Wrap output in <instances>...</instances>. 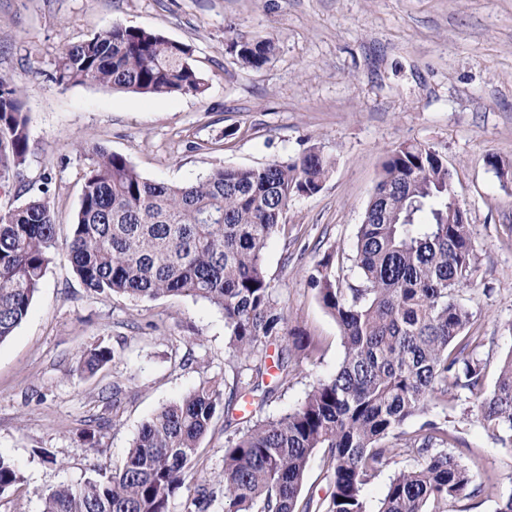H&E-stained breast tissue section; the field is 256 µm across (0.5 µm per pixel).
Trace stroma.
I'll return each instance as SVG.
<instances>
[{"label":"stroma","mask_w":512,"mask_h":512,"mask_svg":"<svg viewBox=\"0 0 512 512\" xmlns=\"http://www.w3.org/2000/svg\"><path fill=\"white\" fill-rule=\"evenodd\" d=\"M115 25L189 45L205 92L146 96L54 81L67 46ZM241 36L272 39L271 60L259 69L238 63L229 45ZM0 75L23 89L30 117L27 161L0 184V209L48 190L64 235L90 164L80 141L170 184L221 166L295 159L312 147L330 160L320 191L289 202L285 229L265 250L289 328L319 348L290 352L288 380L268 396L264 417L296 408L343 356L339 327L309 275L331 252L344 282H358L356 234L386 154L404 142L442 149L478 266L476 287L460 301L483 340V390L492 391L512 350V0H0ZM491 155L499 168L488 164ZM229 341L216 306L184 295L91 293L58 253L26 319L0 343V456L23 476L0 494V512H42L57 487L121 469L160 407L203 380L229 388L246 378ZM99 342L115 359L79 375V355ZM249 418L216 413L194 481L171 497L169 512H188L196 485L222 474L225 441ZM427 418L447 427L448 453L483 484L449 512H496L512 496V446L483 427L466 392L402 429L413 433Z\"/></svg>","instance_id":"35a3bbf8"}]
</instances>
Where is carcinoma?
<instances>
[{"mask_svg": "<svg viewBox=\"0 0 512 512\" xmlns=\"http://www.w3.org/2000/svg\"><path fill=\"white\" fill-rule=\"evenodd\" d=\"M231 49L242 66L259 69L275 45L242 37ZM191 57L184 43L115 25L68 46L55 79L134 94L197 95L205 83ZM28 125L21 88L0 75V183L26 162ZM82 150L91 164L65 251L89 291L206 300L224 311L231 346L247 361L283 336L294 337L299 351L317 349L314 340L288 330L264 251L288 203L321 189L331 163L320 150L257 168H218L188 184L147 179L101 146ZM454 194L445 154L435 146L402 143L387 154L356 236L361 283L342 286L332 253L310 275L340 328L344 351L335 373L318 380L297 408L260 417L228 440L224 471L198 487L194 512H206L218 493L224 512H369L365 488L397 453L392 438L418 464L390 479L377 512H448V503L477 491L473 473L446 451L451 437L442 424L429 420L407 437L397 434L452 392L478 396L486 375L483 344L466 333L473 315L459 301L460 292L476 286V267L469 224L450 209ZM58 240L48 189L0 210V343L27 316ZM114 358L111 347L93 345L76 371L93 374ZM269 370L258 359L249 379L227 394L221 382L207 380L163 405L143 424L120 470L58 487L45 497L43 512H169L217 410L259 390L272 393L263 389ZM476 407L497 439L512 445V350L492 393ZM320 450L331 486L324 497L303 501L305 472ZM20 480L0 457V492Z\"/></svg>", "mask_w": 512, "mask_h": 512, "instance_id": "carcinoma-1", "label": "carcinoma"}]
</instances>
